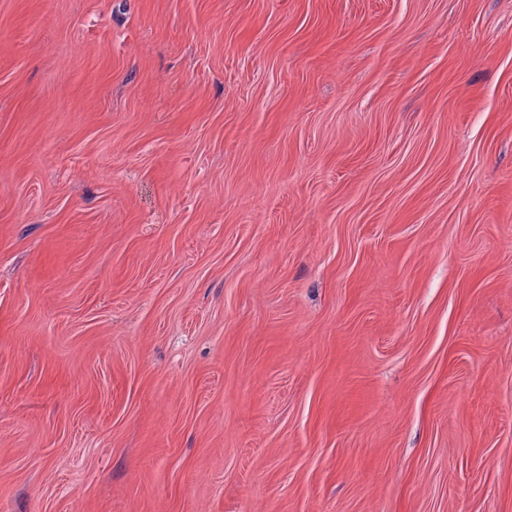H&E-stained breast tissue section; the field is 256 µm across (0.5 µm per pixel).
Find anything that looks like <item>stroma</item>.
I'll use <instances>...</instances> for the list:
<instances>
[{"mask_svg": "<svg viewBox=\"0 0 512 512\" xmlns=\"http://www.w3.org/2000/svg\"><path fill=\"white\" fill-rule=\"evenodd\" d=\"M0 512H512V0H0Z\"/></svg>", "mask_w": 512, "mask_h": 512, "instance_id": "obj_1", "label": "stroma"}]
</instances>
